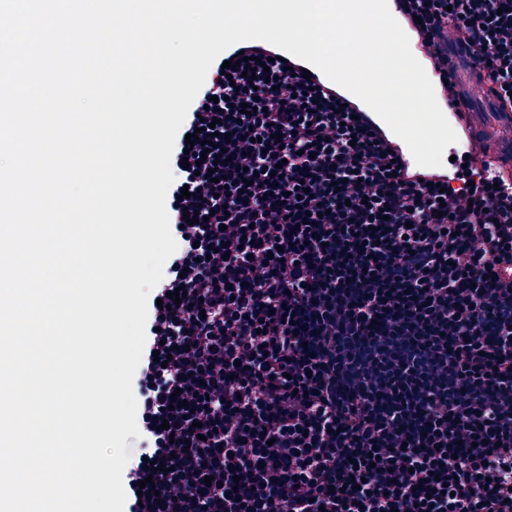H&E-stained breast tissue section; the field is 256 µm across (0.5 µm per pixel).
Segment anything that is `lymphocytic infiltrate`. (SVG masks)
<instances>
[{"label": "lymphocytic infiltrate", "mask_w": 512, "mask_h": 512, "mask_svg": "<svg viewBox=\"0 0 512 512\" xmlns=\"http://www.w3.org/2000/svg\"><path fill=\"white\" fill-rule=\"evenodd\" d=\"M406 2L512 109V0ZM182 131L128 512H512V191L405 170L278 60H215Z\"/></svg>", "instance_id": "obj_1"}]
</instances>
